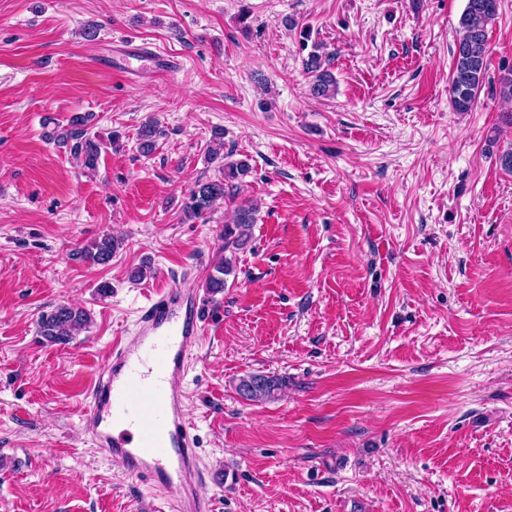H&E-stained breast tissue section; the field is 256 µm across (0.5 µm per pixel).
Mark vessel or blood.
Returning a JSON list of instances; mask_svg holds the SVG:
<instances>
[{"mask_svg":"<svg viewBox=\"0 0 512 512\" xmlns=\"http://www.w3.org/2000/svg\"><path fill=\"white\" fill-rule=\"evenodd\" d=\"M129 60H147L173 73L176 62L159 48L124 43ZM203 334V304L193 292L156 291L138 314L133 340L116 336L112 355L84 390V431L129 478L153 488L177 487L168 512H214L196 486L202 479L194 426L187 420L185 374L190 346Z\"/></svg>","mask_w":512,"mask_h":512,"instance_id":"1","label":"vessel or blood"}]
</instances>
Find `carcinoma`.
<instances>
[{
	"instance_id": "1",
	"label": "carcinoma",
	"mask_w": 512,
	"mask_h": 512,
	"mask_svg": "<svg viewBox=\"0 0 512 512\" xmlns=\"http://www.w3.org/2000/svg\"><path fill=\"white\" fill-rule=\"evenodd\" d=\"M498 14V0H467L459 19L455 48L454 66L450 74L448 94L451 106L456 112H470L477 104L478 95L485 81L488 68L487 27ZM306 68L314 73L310 86L311 94L324 97L334 90L331 73L322 68L321 57L312 54ZM49 138L70 147L71 153L87 171L97 169L104 143L98 135L89 131L87 119L73 117L68 127L57 129ZM250 172L247 161L226 162L222 175L216 180L198 182L190 190L184 213L190 219H198L209 212L217 202L231 197L229 182L240 179ZM256 207L244 202L236 207L233 223L224 225V251L235 252L244 248L252 237ZM116 244L112 237L104 236L91 243L82 251V258L93 264H106L112 260ZM235 272L234 258L224 260L214 267L206 288L213 294L224 291L226 277ZM91 322L90 315L82 308L59 305L48 314L42 315L38 323L39 333L53 344H67ZM285 380L277 376L250 374L241 379L238 391L247 400L263 401L282 389Z\"/></svg>"
}]
</instances>
